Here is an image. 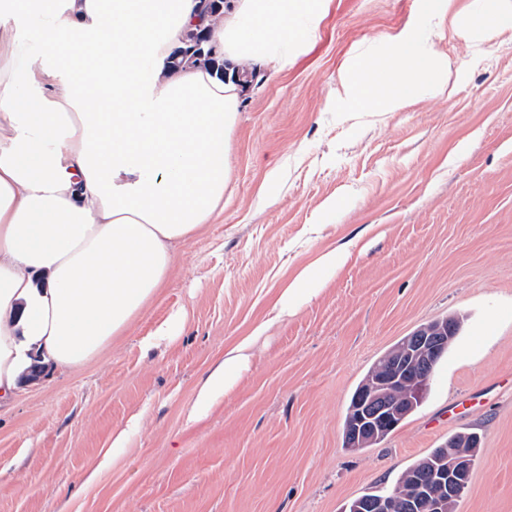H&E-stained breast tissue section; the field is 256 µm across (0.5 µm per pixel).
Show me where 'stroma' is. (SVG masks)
Listing matches in <instances>:
<instances>
[{
  "mask_svg": "<svg viewBox=\"0 0 512 512\" xmlns=\"http://www.w3.org/2000/svg\"><path fill=\"white\" fill-rule=\"evenodd\" d=\"M419 15L420 0H332L306 53L261 71L233 132V198L181 246L160 298L96 360L27 382L0 410V512H344L466 432L480 445L456 512H512V42L473 64L442 32L444 94L372 122L329 103L354 52ZM354 239L362 254L188 422L225 345L272 317L276 288ZM179 310L181 336L156 335ZM452 315L461 332L421 407L384 441L346 448L367 371Z\"/></svg>",
  "mask_w": 512,
  "mask_h": 512,
  "instance_id": "35a3bbf8",
  "label": "stroma"
}]
</instances>
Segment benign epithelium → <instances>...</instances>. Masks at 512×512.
<instances>
[{
    "instance_id": "1",
    "label": "benign epithelium",
    "mask_w": 512,
    "mask_h": 512,
    "mask_svg": "<svg viewBox=\"0 0 512 512\" xmlns=\"http://www.w3.org/2000/svg\"><path fill=\"white\" fill-rule=\"evenodd\" d=\"M223 10L219 0H200L195 39H208L210 28L206 22L212 20L216 12ZM456 325L448 321L435 326L425 334L409 336L397 348L398 365L391 366L380 376L374 378L364 388L357 403L356 428L353 432L354 443L371 442L379 433V423L384 420L397 422L406 416L414 400L421 396L427 383V370L437 359L441 351L448 346V336L455 331ZM413 364L419 367L415 386L407 390V397L396 401L390 397L391 390L401 388L405 383V374L401 366ZM469 452L461 445H454L448 452V465L432 476L416 481L415 494L404 505L406 512H447L448 497L455 494L459 486L449 476L458 473L466 463Z\"/></svg>"
}]
</instances>
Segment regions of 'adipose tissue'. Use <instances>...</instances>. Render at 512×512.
I'll return each mask as SVG.
<instances>
[{"label": "adipose tissue", "mask_w": 512, "mask_h": 512, "mask_svg": "<svg viewBox=\"0 0 512 512\" xmlns=\"http://www.w3.org/2000/svg\"><path fill=\"white\" fill-rule=\"evenodd\" d=\"M330 3L226 0L211 28L219 76L167 67L199 0H0V406L33 364L79 370L160 297L180 246L224 212L239 68H288ZM442 29L486 56L512 34V0H422L418 22L346 64L337 108L375 118L442 93ZM351 256L329 249L301 267L276 292L277 317ZM270 326L225 349L189 420L234 389Z\"/></svg>", "instance_id": "obj_1"}]
</instances>
